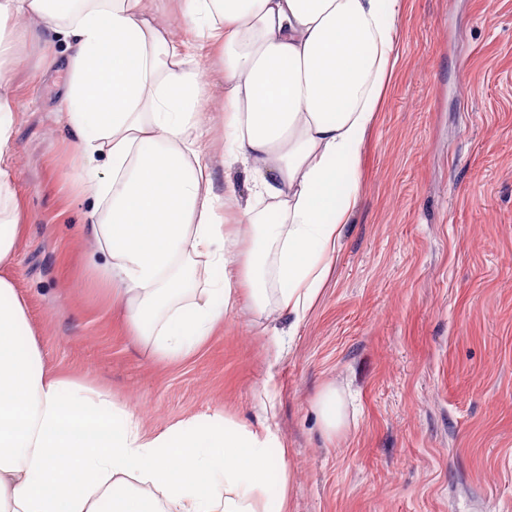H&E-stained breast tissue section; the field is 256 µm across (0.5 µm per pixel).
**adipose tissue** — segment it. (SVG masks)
I'll return each mask as SVG.
<instances>
[{"instance_id": "adipose-tissue-1", "label": "adipose tissue", "mask_w": 512, "mask_h": 512, "mask_svg": "<svg viewBox=\"0 0 512 512\" xmlns=\"http://www.w3.org/2000/svg\"><path fill=\"white\" fill-rule=\"evenodd\" d=\"M174 39L153 0H0V74L22 38L64 46L60 103L79 141L92 283L155 354L195 350L244 285L259 313L300 322L358 202L366 136L398 61L403 0H179ZM33 19L28 35L15 18ZM224 71L226 167L216 191L209 84ZM14 104L0 83V265L25 226L7 157ZM240 205L248 243L226 232ZM286 448L268 425L206 417L159 433L96 384L48 369L13 282L0 277V512H288ZM203 74L211 85L212 97L207 105V118L211 129L209 144V158L213 163V173L216 191H223L225 179H232L237 186L240 202L243 204L249 196L250 179L241 166L232 169L224 168L222 164V141L224 127L222 116L224 114V75L220 61L213 55L202 53L199 59Z\"/></svg>"}]
</instances>
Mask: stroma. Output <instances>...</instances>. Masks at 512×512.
<instances>
[{"label":"stroma","mask_w":512,"mask_h":512,"mask_svg":"<svg viewBox=\"0 0 512 512\" xmlns=\"http://www.w3.org/2000/svg\"><path fill=\"white\" fill-rule=\"evenodd\" d=\"M400 60L365 146L358 204L296 329L239 299L199 350L151 356L92 285L88 201L61 124V48L29 41L5 73L15 99L26 229L6 274L50 369L93 380L154 434L198 416L269 423L287 448L288 512H512V0H405ZM212 87L216 190L224 75ZM292 333L271 358L272 331ZM337 389L348 426L317 407ZM319 411L324 429L328 434L337 435L345 428L342 399L337 389L328 388L320 395Z\"/></svg>","instance_id":"1"}]
</instances>
